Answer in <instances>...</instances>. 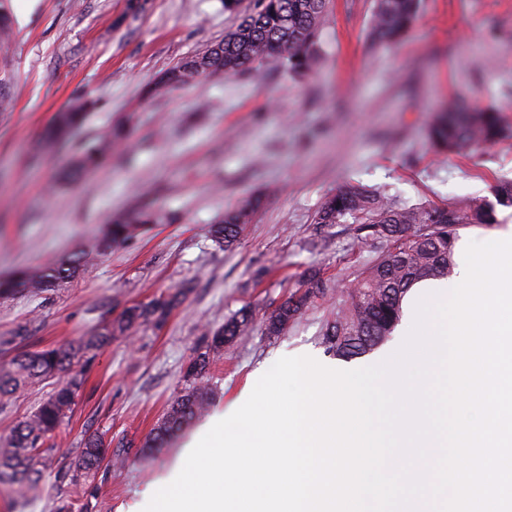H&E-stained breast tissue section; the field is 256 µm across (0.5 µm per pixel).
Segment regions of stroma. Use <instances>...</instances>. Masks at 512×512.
Listing matches in <instances>:
<instances>
[{
	"instance_id": "1",
	"label": "stroma",
	"mask_w": 512,
	"mask_h": 512,
	"mask_svg": "<svg viewBox=\"0 0 512 512\" xmlns=\"http://www.w3.org/2000/svg\"><path fill=\"white\" fill-rule=\"evenodd\" d=\"M372 0H329L320 57L301 79L269 67L264 79L215 75L158 93L165 71L223 39L238 14L221 0H7L14 33L0 51V274L44 268L77 250L95 260L74 282L0 300V362L22 349L57 347L159 295L180 302L162 325L144 323L112 342L88 369L36 497L14 501L0 485V512H54L70 496L59 468L85 431L132 442L123 467L101 469L75 512H136L144 491L180 458L192 431L160 452L141 446L185 382L203 327L241 312L248 336L225 346L207 375L218 413L251 373L284 356L307 355L332 369H359L396 351L411 329L401 318L370 354L345 362L321 343L340 291L381 251L358 243L348 224H315L325 198L359 182L389 198L493 200L512 180V136L473 154H435L428 127L448 99L503 110L512 125V0H424L399 44L366 42ZM90 103L91 116L66 148L44 150L42 133L60 109ZM125 136L84 176L62 168L110 127ZM262 196L238 244L219 247L211 226L250 196ZM147 203L161 223L110 249L111 217ZM332 283L281 335L268 314L298 294L310 274ZM56 380L0 405V439L33 414Z\"/></svg>"
}]
</instances>
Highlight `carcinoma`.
<instances>
[{
	"label": "carcinoma",
	"instance_id": "1",
	"mask_svg": "<svg viewBox=\"0 0 512 512\" xmlns=\"http://www.w3.org/2000/svg\"><path fill=\"white\" fill-rule=\"evenodd\" d=\"M421 2L373 0L366 33L369 45L375 48L402 41L419 20ZM326 7L327 0H255L253 9L240 18L223 40L181 61L161 77L157 86L176 88L192 79L216 74L227 77L244 72L259 74L271 62L279 63L291 76L305 77L319 57L318 34ZM440 111L429 130L430 145L438 152L465 148L479 151L505 137L508 130L502 113L491 107H462L452 100ZM86 118L83 104L56 113L44 130L45 144L51 148L67 144ZM122 137V129L111 130L98 144L84 150L66 176L93 166L112 141ZM494 196L493 202L402 205L360 184L343 185L328 196L316 214L315 223L350 222L357 241L378 242L385 250L363 269L347 300L326 321L321 338L325 350L351 360L371 353L382 344L400 321L402 302L410 287L453 272L459 227L496 224L497 207L512 208V182H499ZM261 203V198L252 196L225 211L212 227L215 241L226 248L234 246ZM158 219V214L149 208L114 218L102 240L103 248L146 230L147 225L157 223ZM90 260V254L77 251L46 268L1 276L0 297L9 299L20 293L52 291L74 278ZM304 287L303 294L287 299L268 315L269 335L281 334L310 299L326 293L329 285L310 278ZM177 302L176 294L159 296L145 305L127 308L121 319L105 322L90 336L56 348L21 350L0 364L1 403L23 387L55 375L63 376L41 407L0 441V483L11 485L15 499L27 500L40 489L46 461L53 452L47 440L71 412L85 383L83 374L70 373L74 361H91L112 339L126 335L137 325L148 321L162 323ZM250 325V316L243 312L223 327L205 331L203 350L190 357L184 370L186 387L172 401L145 447H162L168 437L207 410L212 389L204 381L205 374L222 356L224 345L248 335ZM129 453L126 444L114 445L104 435L91 433L59 478L80 487V480L97 474L104 466L110 468L123 463Z\"/></svg>",
	"mask_w": 512,
	"mask_h": 512
}]
</instances>
